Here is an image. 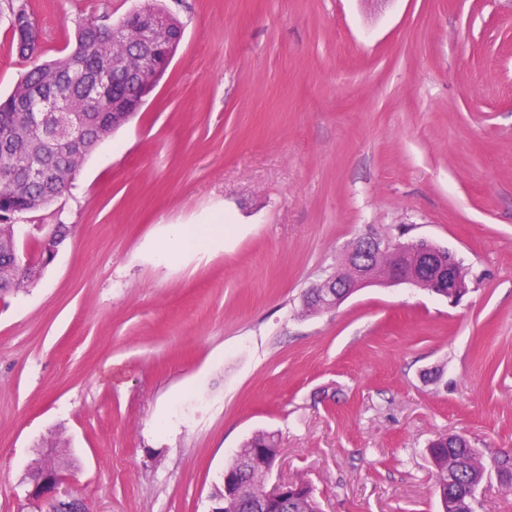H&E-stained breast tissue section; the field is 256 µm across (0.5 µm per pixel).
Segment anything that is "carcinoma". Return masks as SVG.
<instances>
[{
	"mask_svg": "<svg viewBox=\"0 0 512 512\" xmlns=\"http://www.w3.org/2000/svg\"><path fill=\"white\" fill-rule=\"evenodd\" d=\"M126 33L116 34L93 20L78 26L76 45L69 53L50 62L36 59L41 33L27 9V4L9 7L8 32L19 56L31 60V68L16 84L12 93L0 100V214L30 212L49 200L61 197L71 184L67 174L77 171L95 147L112 133V99H122L132 90L136 72L148 67L137 49L135 34L138 19H126ZM183 31L177 19H172L159 31L160 45L182 40ZM79 67L92 79L94 73L107 67L114 71V95L92 103V85H72L69 76ZM61 95L68 111L81 116L86 131V147L73 151L65 143H54L42 134L27 128L29 101L39 96ZM50 161L56 176L47 182L30 180L27 160ZM21 261L15 228L0 223V291L18 290L34 281L27 265ZM277 442L271 434H258L243 443L228 462L237 470L241 494L224 504V512H255V506L265 499L263 490L265 468ZM429 462L435 475V486L441 512H467L463 507L466 489L486 484L491 476L512 484V455L504 453L489 461L473 448H450L448 443L430 445ZM289 492L284 503L267 504L266 512H320L311 486L303 481Z\"/></svg>",
	"mask_w": 512,
	"mask_h": 512,
	"instance_id": "1",
	"label": "carcinoma"
}]
</instances>
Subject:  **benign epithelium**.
<instances>
[{"label": "benign epithelium", "mask_w": 512, "mask_h": 512, "mask_svg": "<svg viewBox=\"0 0 512 512\" xmlns=\"http://www.w3.org/2000/svg\"><path fill=\"white\" fill-rule=\"evenodd\" d=\"M161 76V71L157 70L140 77L133 110H138L144 103ZM29 121L32 130L42 132L51 126L66 135V139L72 143L82 139L80 119L64 111L58 97L41 98L34 102L30 106ZM58 245L57 225L53 224L38 244L41 266L48 265L54 259ZM347 261L351 278L341 282L326 279L311 290L309 299L332 307L362 288L409 284L455 303L469 291L466 274L457 254L427 240L401 246L392 241L363 237L353 244ZM63 480L58 467L51 463V454L42 455L35 471V481L26 494L33 507L32 512H86L78 498H55ZM235 480L232 472L224 471L223 490L213 496L209 512H224V498L233 494Z\"/></svg>", "instance_id": "benign-epithelium-1"}]
</instances>
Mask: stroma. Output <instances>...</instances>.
I'll return each instance as SVG.
<instances>
[{"label":"stroma","mask_w":512,"mask_h":512,"mask_svg":"<svg viewBox=\"0 0 512 512\" xmlns=\"http://www.w3.org/2000/svg\"><path fill=\"white\" fill-rule=\"evenodd\" d=\"M139 0H26L48 61ZM184 29L68 194L74 234L0 298V512L62 449L88 512H208L259 433L322 512H439L427 446L512 449V0H161ZM0 0V97L28 64ZM224 237L160 255L170 226ZM374 235L455 251L456 304L406 285L306 310Z\"/></svg>","instance_id":"obj_1"}]
</instances>
